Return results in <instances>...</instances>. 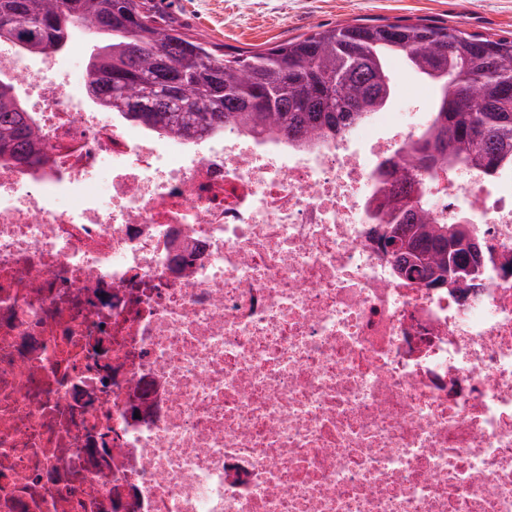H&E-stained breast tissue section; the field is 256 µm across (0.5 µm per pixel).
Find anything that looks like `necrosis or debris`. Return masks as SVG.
<instances>
[{"label":"necrosis or debris","instance_id":"necrosis-or-debris-1","mask_svg":"<svg viewBox=\"0 0 512 512\" xmlns=\"http://www.w3.org/2000/svg\"><path fill=\"white\" fill-rule=\"evenodd\" d=\"M0 44L48 160H0V512H512V171H434L484 272L398 274L421 135L169 138Z\"/></svg>","mask_w":512,"mask_h":512}]
</instances>
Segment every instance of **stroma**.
<instances>
[{"label": "stroma", "mask_w": 512, "mask_h": 512, "mask_svg": "<svg viewBox=\"0 0 512 512\" xmlns=\"http://www.w3.org/2000/svg\"><path fill=\"white\" fill-rule=\"evenodd\" d=\"M176 25L217 48H269L322 25L427 19L512 33V0H157Z\"/></svg>", "instance_id": "1"}]
</instances>
